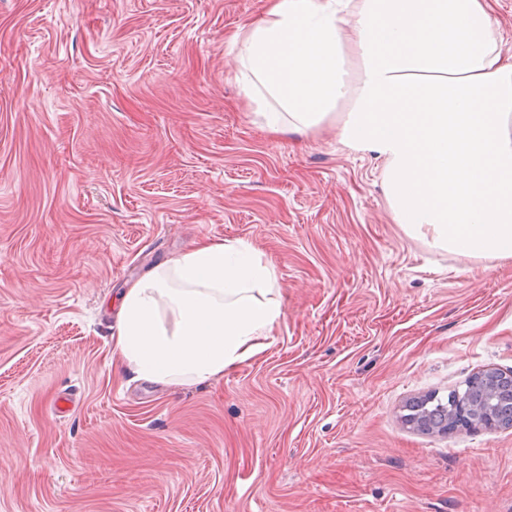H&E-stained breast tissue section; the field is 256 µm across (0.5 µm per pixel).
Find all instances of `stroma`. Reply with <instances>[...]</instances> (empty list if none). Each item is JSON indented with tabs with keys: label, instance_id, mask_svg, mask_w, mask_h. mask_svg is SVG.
Wrapping results in <instances>:
<instances>
[{
	"label": "stroma",
	"instance_id": "stroma-1",
	"mask_svg": "<svg viewBox=\"0 0 512 512\" xmlns=\"http://www.w3.org/2000/svg\"><path fill=\"white\" fill-rule=\"evenodd\" d=\"M264 0H0V512H512V428L406 425L512 370V259L437 249L334 125L271 134L231 34ZM285 320L218 381L112 363L128 286L201 239Z\"/></svg>",
	"mask_w": 512,
	"mask_h": 512
}]
</instances>
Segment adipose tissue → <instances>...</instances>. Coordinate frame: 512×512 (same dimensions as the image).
<instances>
[{
  "instance_id": "1",
  "label": "adipose tissue",
  "mask_w": 512,
  "mask_h": 512,
  "mask_svg": "<svg viewBox=\"0 0 512 512\" xmlns=\"http://www.w3.org/2000/svg\"><path fill=\"white\" fill-rule=\"evenodd\" d=\"M249 105L270 133H316L382 160L410 234L512 258V55L493 0H268L233 38ZM275 265L240 239L195 242L124 292L112 354L135 378H223L284 320Z\"/></svg>"
}]
</instances>
